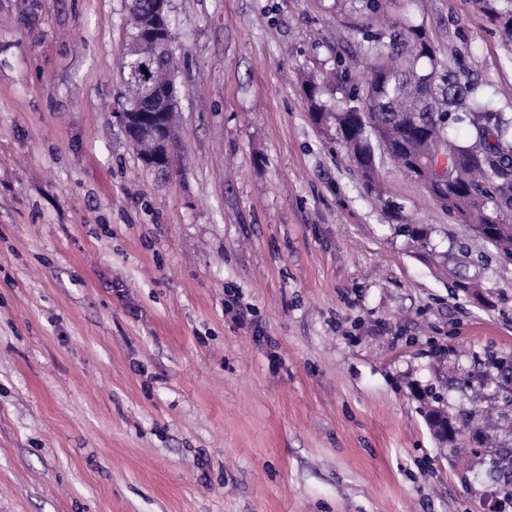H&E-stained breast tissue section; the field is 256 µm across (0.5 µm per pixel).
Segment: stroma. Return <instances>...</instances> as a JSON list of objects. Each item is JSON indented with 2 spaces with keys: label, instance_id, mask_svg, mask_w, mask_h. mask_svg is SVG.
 Listing matches in <instances>:
<instances>
[{
  "label": "stroma",
  "instance_id": "stroma-1",
  "mask_svg": "<svg viewBox=\"0 0 512 512\" xmlns=\"http://www.w3.org/2000/svg\"><path fill=\"white\" fill-rule=\"evenodd\" d=\"M129 2L0 0V512H512L466 416L504 408L512 258L309 116L305 78L368 66L358 0H171L167 174L113 115ZM390 14L512 115L472 0Z\"/></svg>",
  "mask_w": 512,
  "mask_h": 512
}]
</instances>
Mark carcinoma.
Returning a JSON list of instances; mask_svg holds the SVG:
<instances>
[{"mask_svg":"<svg viewBox=\"0 0 512 512\" xmlns=\"http://www.w3.org/2000/svg\"><path fill=\"white\" fill-rule=\"evenodd\" d=\"M512 41V8L498 9V0H478ZM369 23L355 24L364 50L373 63L357 81L348 102L329 110L321 97L324 83L310 80L306 93L315 124L334 131L336 140L355 159L356 170L369 186H376L379 163L376 150L386 154L408 174L413 165L429 170L447 159L448 205L444 209L460 224H468L482 239L512 254V118L497 112L480 96L464 74L440 69L436 50L426 33L415 26L388 28L378 23L381 0H366ZM429 61L421 69L418 61ZM120 72L128 89L127 107L149 111V81L140 64L122 59ZM468 118L469 135L458 141L448 133L449 115Z\"/></svg>","mask_w":512,"mask_h":512,"instance_id":"1","label":"carcinoma"}]
</instances>
